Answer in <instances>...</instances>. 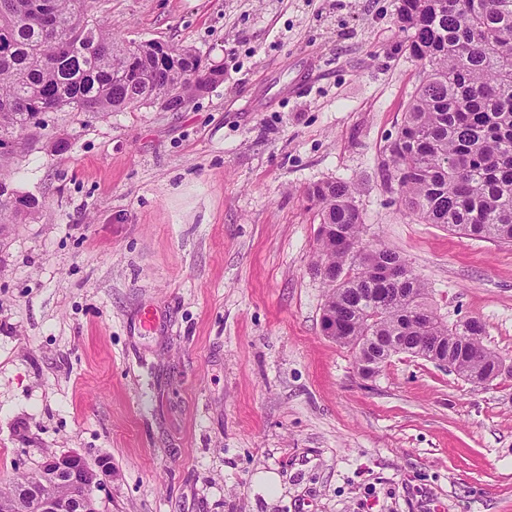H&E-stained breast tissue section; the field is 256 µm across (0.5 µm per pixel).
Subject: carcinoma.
<instances>
[{
    "mask_svg": "<svg viewBox=\"0 0 512 512\" xmlns=\"http://www.w3.org/2000/svg\"><path fill=\"white\" fill-rule=\"evenodd\" d=\"M94 0H0V138H25L40 115L180 112L224 81V65L192 47L126 40L94 15ZM397 19L422 79L389 147L405 210L475 240L512 243V0H399ZM357 188L314 183L306 199L322 224L315 269L336 275L325 307L336 312L334 340L359 372L376 376L394 354L419 355L426 339L454 358L469 380L500 356L483 343L477 319L453 327L428 302L419 276L380 283L373 269L407 266L363 242ZM39 212L18 194L0 199V224Z\"/></svg>",
    "mask_w": 512,
    "mask_h": 512,
    "instance_id": "carcinoma-1",
    "label": "carcinoma"
}]
</instances>
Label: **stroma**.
Returning <instances> with one entry per match:
<instances>
[{
	"instance_id": "stroma-1",
	"label": "stroma",
	"mask_w": 512,
	"mask_h": 512,
	"mask_svg": "<svg viewBox=\"0 0 512 512\" xmlns=\"http://www.w3.org/2000/svg\"><path fill=\"white\" fill-rule=\"evenodd\" d=\"M398 3L95 0L224 81L179 112L42 114L11 155L41 209L0 224V485L76 451L112 469L98 512H512V377L401 353L365 379L321 328L304 191L349 181L364 241L512 366V245L400 202L388 147L421 67Z\"/></svg>"
}]
</instances>
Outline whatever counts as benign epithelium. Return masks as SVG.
I'll use <instances>...</instances> for the list:
<instances>
[{
    "instance_id": "1",
    "label": "benign epithelium",
    "mask_w": 512,
    "mask_h": 512,
    "mask_svg": "<svg viewBox=\"0 0 512 512\" xmlns=\"http://www.w3.org/2000/svg\"><path fill=\"white\" fill-rule=\"evenodd\" d=\"M109 470L108 463L94 468L76 452H51L15 496L26 500L29 512H94V490Z\"/></svg>"
}]
</instances>
